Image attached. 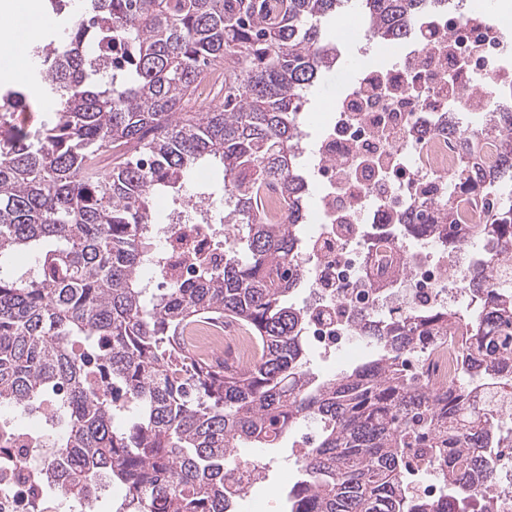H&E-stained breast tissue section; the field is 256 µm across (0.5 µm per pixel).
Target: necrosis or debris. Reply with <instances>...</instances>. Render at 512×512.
I'll list each match as a JSON object with an SVG mask.
<instances>
[{
  "instance_id": "4bbe7bcc",
  "label": "necrosis or debris",
  "mask_w": 512,
  "mask_h": 512,
  "mask_svg": "<svg viewBox=\"0 0 512 512\" xmlns=\"http://www.w3.org/2000/svg\"><path fill=\"white\" fill-rule=\"evenodd\" d=\"M427 42L410 41L397 63L371 70L338 103L317 144L320 181L312 211L315 223L300 257L311 276L307 335L325 353L348 354L361 344L346 323L325 319L326 311L356 305L374 315H396L418 300L439 308L457 298L448 279L463 282L467 267L447 254L418 253L403 283L391 281L375 248L396 212L425 218L440 194L473 199L469 186L451 179L459 164L460 129L448 126L459 111L449 88L465 89L476 79L501 82L506 72L499 51L512 42V27L470 16L430 14ZM187 234L202 251L223 255L224 228L212 224H162L158 238L169 243ZM185 339L194 350L214 356L232 348L248 359L252 342L223 325L203 321ZM429 383L440 387L457 376L456 339L448 337L425 358H417ZM0 449L20 459L16 469L0 471V512H25L28 499L42 512H57L58 495L35 483L41 451L0 440Z\"/></svg>"
}]
</instances>
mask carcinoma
Instances as JSON below:
<instances>
[{
    "instance_id": "obj_1",
    "label": "carcinoma",
    "mask_w": 512,
    "mask_h": 512,
    "mask_svg": "<svg viewBox=\"0 0 512 512\" xmlns=\"http://www.w3.org/2000/svg\"><path fill=\"white\" fill-rule=\"evenodd\" d=\"M349 0H46L65 16L56 42L29 46L55 58L38 72L53 117L32 131L0 113V411L44 410L51 453L39 482L80 501L124 489L117 512H225L224 467L239 448H277L302 423L318 426L288 512H499L497 453L512 448V204L494 207L470 238L483 242L463 290L472 313L416 308L352 326L368 348L351 370L319 377L307 357L309 316L288 301L308 278L297 261L305 207L297 162L302 95L336 62L322 21ZM370 39L400 38L423 23L427 0H359ZM91 44L107 57L87 52ZM224 99L184 112L213 66ZM499 164L472 180L485 193L512 172V112L490 116ZM134 153L106 162L111 149ZM218 164L236 247L224 269L185 280L161 265L154 202H183L190 174ZM274 175L286 215L259 209ZM452 197L436 204L432 238L463 247ZM389 234L413 236L402 211ZM201 316L242 325L257 358L234 371L191 355L185 329ZM455 324L459 384L419 382L405 360L424 337ZM434 448L448 437L439 499L406 482L414 429Z\"/></svg>"
}]
</instances>
